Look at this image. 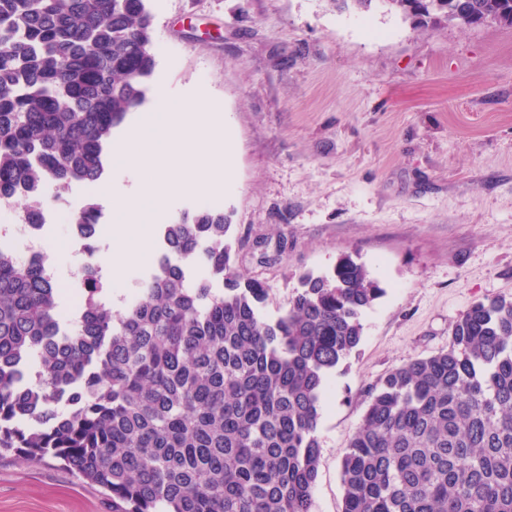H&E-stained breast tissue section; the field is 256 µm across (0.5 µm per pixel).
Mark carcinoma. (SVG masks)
<instances>
[{"label": "carcinoma", "instance_id": "obj_1", "mask_svg": "<svg viewBox=\"0 0 512 512\" xmlns=\"http://www.w3.org/2000/svg\"><path fill=\"white\" fill-rule=\"evenodd\" d=\"M375 1L422 29L512 28V0L336 3ZM154 69L149 0H0V197L31 214L49 184L98 181ZM231 228L208 208L163 225L207 275L164 259L121 314L87 268L76 335L43 267L0 250V452L61 460L112 512H311L327 378L384 289L344 256L270 319ZM341 481L342 512H512V299L471 304L448 350L370 390Z\"/></svg>", "mask_w": 512, "mask_h": 512}]
</instances>
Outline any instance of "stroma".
<instances>
[{"label": "stroma", "instance_id": "1", "mask_svg": "<svg viewBox=\"0 0 512 512\" xmlns=\"http://www.w3.org/2000/svg\"><path fill=\"white\" fill-rule=\"evenodd\" d=\"M151 84L221 102L233 187L183 194L160 221L230 214L238 270L284 312L300 274L349 255L384 295L329 377L312 512H341L340 465L367 393L447 349L473 302L512 298V29L424 31L333 0H150ZM0 512H112L52 457L0 455Z\"/></svg>", "mask_w": 512, "mask_h": 512}]
</instances>
